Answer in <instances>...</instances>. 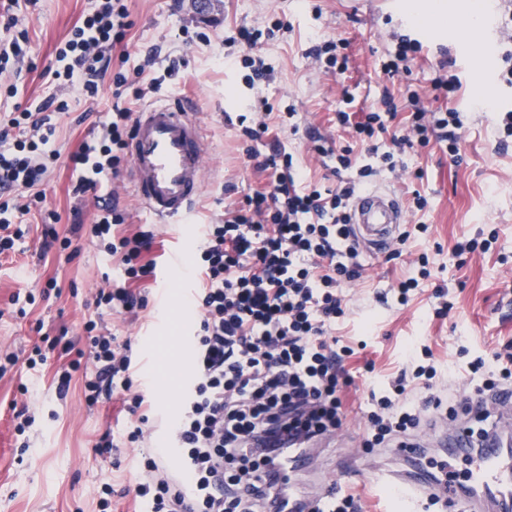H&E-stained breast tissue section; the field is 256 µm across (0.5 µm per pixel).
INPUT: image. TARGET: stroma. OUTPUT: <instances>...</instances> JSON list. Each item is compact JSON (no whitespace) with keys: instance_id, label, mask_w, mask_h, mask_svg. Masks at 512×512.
<instances>
[{"instance_id":"1","label":"stroma","mask_w":512,"mask_h":512,"mask_svg":"<svg viewBox=\"0 0 512 512\" xmlns=\"http://www.w3.org/2000/svg\"><path fill=\"white\" fill-rule=\"evenodd\" d=\"M413 0H369L357 7L352 0H127L133 27L126 41L127 69L154 57L141 78L148 86L147 102L154 103L181 93L200 96L199 118L205 131L209 159L202 193L195 205L197 225L220 222L225 206L243 201L253 191L267 187L266 175L254 172L240 137L239 118L244 101L268 102L274 111L295 107L299 132L278 129L277 135L306 181L333 189L337 177L309 152V138L321 134L337 145L360 151L349 133L337 130L335 113L341 107V90L349 88L358 100L373 101L393 96L400 114H408V90H415L426 105H433V79L439 61H451V71L461 81L449 107L460 113L459 160H451L437 145L406 150L400 171L386 173L375 183L391 189L408 205L413 191L426 195L429 206L410 210V224L429 230L413 246L427 254L431 276L408 306L388 308L376 300L409 267L403 259L385 260L363 255L361 280L342 287L345 317L336 325L337 335L356 345L348 366L356 384L342 393L350 435L362 440L371 389L380 388L402 368L411 344H427L440 370L464 394L469 379L468 358H492L500 345L512 341V137H505L501 119L512 111V85L502 77L507 65L502 56L512 50V0H501L500 36L495 47L473 43L467 64L457 63L461 52L454 40L458 25L474 7L473 0H447L455 23L422 27L405 15ZM95 6V0H38L36 5L19 0L16 14L29 32L27 54L21 63L19 94L15 101L0 100V113L14 104L26 105L50 96L67 100L69 111L57 114L56 143L61 158L51 170L44 189L46 210L55 212L53 225L59 237L71 238L76 256L44 250V226L39 212L23 216L28 232L15 252L0 255V512H99L97 489L108 482L122 489L131 482L138 452L126 443L123 431L132 420L120 396L88 405L83 370L72 373L65 394L56 391L57 376L69 362L68 355L54 350L46 362L28 367L33 347L42 337L68 343L74 349L87 346L83 324L100 315L112 333L131 337L139 358L145 359L144 392L147 414L153 427V444L167 447L169 427L179 406L171 394L161 391L155 373L159 361L155 346L173 325L196 328L198 317L183 291L190 278L181 260L193 257L197 240L182 241L166 225L155 228L148 254L157 268L169 271L166 283L149 281L151 293L145 310L137 316L97 311L94 293L104 273L114 266L112 258L97 246L89 220L95 211L92 194L72 193L69 155L87 138L92 121L105 120L115 102L111 84H104L96 104L77 90L46 82L42 73L54 62L57 47L76 22ZM260 30L258 50L271 71L269 81L250 84V71L228 67L225 53L243 56L242 45H227L240 27ZM420 40L422 51L407 71L387 78L380 64L397 36ZM325 40L345 42L349 57L344 73H325L311 51ZM489 59L485 70L474 60ZM489 86V104L474 107L480 86ZM92 112L84 121L83 112ZM84 224L74 229L75 215ZM470 252L454 256L457 244ZM448 288L451 310L434 314L431 296L435 285ZM468 349L461 357L460 349ZM373 372H366V364ZM27 386L20 395L19 386ZM28 404L35 421L19 432L14 406ZM112 436L115 447L108 456L96 448Z\"/></svg>"}]
</instances>
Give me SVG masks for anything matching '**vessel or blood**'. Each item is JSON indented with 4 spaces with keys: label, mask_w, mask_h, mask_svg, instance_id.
Returning <instances> with one entry per match:
<instances>
[{
    "label": "vessel or blood",
    "mask_w": 512,
    "mask_h": 512,
    "mask_svg": "<svg viewBox=\"0 0 512 512\" xmlns=\"http://www.w3.org/2000/svg\"><path fill=\"white\" fill-rule=\"evenodd\" d=\"M127 152V175L146 215L153 222L186 230L203 189L207 154L197 102L176 96L136 113ZM406 221L397 197L382 187L361 192L350 210L359 247L374 255L396 242ZM480 406L491 412L496 426L486 441L473 444L465 428ZM343 439V433H336L321 439L318 448L336 447L339 468L349 474L357 469L358 452ZM434 447L451 457H467L469 468L463 481L441 484L433 479L424 459ZM400 454L407 469H376L367 475L386 503L382 512H391L394 503L401 504L403 512H418L419 503L431 498L445 504L449 512H512V397L464 398L455 419L429 424Z\"/></svg>",
    "instance_id": "b4317fda"
}]
</instances>
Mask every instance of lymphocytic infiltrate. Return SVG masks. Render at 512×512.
<instances>
[{"label": "lymphocytic infiltrate", "instance_id": "lymphocytic-infiltrate-1", "mask_svg": "<svg viewBox=\"0 0 512 512\" xmlns=\"http://www.w3.org/2000/svg\"><path fill=\"white\" fill-rule=\"evenodd\" d=\"M15 6V0H0V30L10 35L0 47V72L27 53L29 35L17 27ZM131 26L125 0H97L57 49L44 78L77 88L89 99L107 82L115 97L128 92L141 99L143 89L132 85L127 72L111 68L112 52ZM341 97L336 123L351 129L362 149L356 153L328 141L315 145L325 167L341 179L333 190L302 186L294 157L278 138L271 137L268 152L255 148V141L268 135L269 112L240 129L253 143L247 157L255 172L268 175L269 188L203 228L193 266L198 286L192 304L199 323L190 351L192 379L170 430L179 460L169 467L162 448L139 457L132 492L148 512H288L289 454L343 422L344 363L354 349L334 335L345 316L336 288L363 271L349 224L350 202L373 177L395 172L396 155L404 149L436 143L458 158L462 121L456 110L426 109L412 92V111L404 130L397 131L393 97L358 112L352 93ZM68 109L66 100L50 97L0 116V253L13 249L21 236L15 219L45 197L49 166L61 156L54 146L55 116ZM131 117L130 107L114 106L69 156L76 175L73 194L96 195L92 235L120 265L117 277H105L94 303L120 315L147 307L141 284L155 270L142 259L152 247L153 229L119 231L125 215L116 193L97 192V176L117 177L123 170ZM84 331L87 402L122 396L137 417L126 440L145 443L149 418L141 412L146 399L136 384L132 340L94 319L85 322ZM469 369L478 380L476 396L512 388V341L501 345L492 363L479 357ZM438 379L430 347L410 350L395 380L370 396L363 447H405L425 417L454 415L457 401L434 392ZM419 389L426 390L425 398H416Z\"/></svg>", "mask_w": 512, "mask_h": 512}]
</instances>
